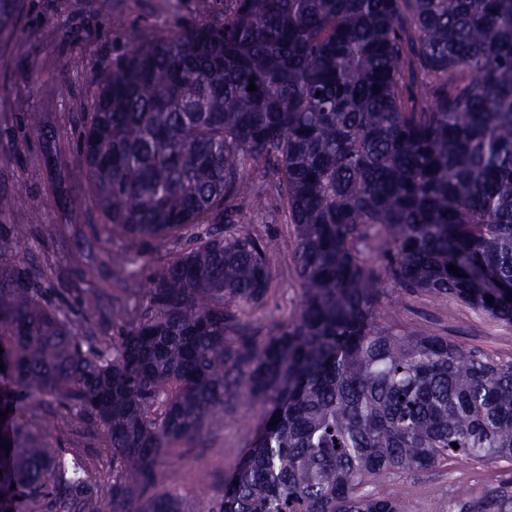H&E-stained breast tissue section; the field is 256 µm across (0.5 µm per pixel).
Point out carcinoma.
I'll return each instance as SVG.
<instances>
[{"label":"carcinoma","instance_id":"1","mask_svg":"<svg viewBox=\"0 0 512 512\" xmlns=\"http://www.w3.org/2000/svg\"><path fill=\"white\" fill-rule=\"evenodd\" d=\"M23 4L0 0L1 42ZM124 39L94 75L70 178L104 219L94 235L180 250L156 260L138 320L98 338L80 330L102 293L73 306L23 256L39 214L0 224V512L20 489L26 512H103L105 494L112 512H186L147 490L231 400L265 422L209 512H411L359 487L448 456L512 458V359L380 315L387 281L512 323V0H233ZM26 126L59 158L40 114ZM269 189L301 300L259 336L275 241L247 214ZM101 258L114 284L134 279L129 252L86 266ZM49 399L103 440L112 472L44 438L28 413ZM479 512H512V493Z\"/></svg>","mask_w":512,"mask_h":512}]
</instances>
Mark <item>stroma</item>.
I'll use <instances>...</instances> for the list:
<instances>
[{"instance_id": "35a3bbf8", "label": "stroma", "mask_w": 512, "mask_h": 512, "mask_svg": "<svg viewBox=\"0 0 512 512\" xmlns=\"http://www.w3.org/2000/svg\"><path fill=\"white\" fill-rule=\"evenodd\" d=\"M201 19L197 0H26L15 40L0 45V192L15 197L13 210L0 216V223L25 224L35 214L48 233L57 224L97 223V212L81 204L84 186L69 179L70 170L80 164L77 154L65 153L56 174H49L42 142L28 133L24 115L39 112L51 127H72L80 113L90 111L98 96L93 72L107 68L113 56L124 51L126 29L164 31ZM30 54L40 60L38 73L26 67ZM257 222L277 243L270 255L275 291L268 307L254 317L260 335L266 336L297 311L301 288L285 244L284 203L271 199ZM381 316L407 333L447 336L463 347L512 358V324L495 321L449 297L411 294L391 287ZM33 417L50 439L82 449L99 470H109L108 450L95 447L87 435L66 430L55 408L36 409ZM261 422L260 407L229 403L200 436L172 449L170 465L159 477L160 488H176L194 512H206L221 495L225 478L237 471ZM503 486L512 490V458L477 461L452 457L432 469L384 474L362 485L360 491L405 499L413 512H448L458 488H465L468 500L477 504L491 490Z\"/></svg>"}]
</instances>
